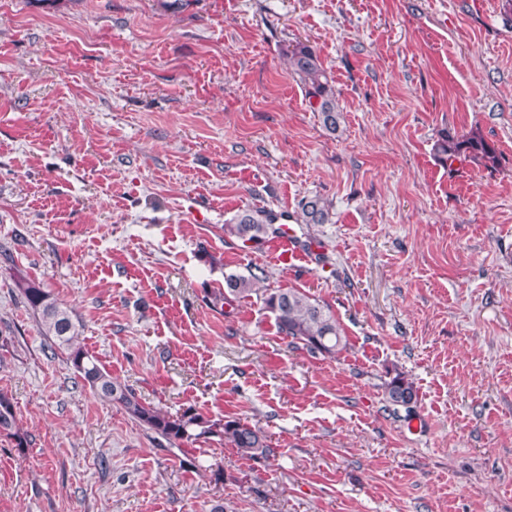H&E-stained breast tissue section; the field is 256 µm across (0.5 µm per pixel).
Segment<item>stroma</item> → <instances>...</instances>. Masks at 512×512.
I'll use <instances>...</instances> for the list:
<instances>
[{"instance_id":"35a3bbf8","label":"stroma","mask_w":512,"mask_h":512,"mask_svg":"<svg viewBox=\"0 0 512 512\" xmlns=\"http://www.w3.org/2000/svg\"><path fill=\"white\" fill-rule=\"evenodd\" d=\"M505 0H0V512H512V15ZM331 77L337 132L287 49ZM479 131L494 166H446ZM291 270L224 233L297 217ZM264 269L224 315L208 290ZM40 282L118 383L262 428L276 454L163 450L82 386L15 286ZM297 288L348 340L293 350ZM404 374L412 408L385 386ZM223 481H215L214 470ZM435 152L439 160L449 167L462 156L474 161H484L485 165L487 162L491 163V166L496 161L494 149L477 131H470L460 137L444 134L435 144ZM277 219L278 216L271 211H245L224 224V233L240 241L244 248L256 249L265 242L271 224ZM250 242H253V245H247ZM277 332L311 354L335 357L347 347L346 336L327 305L297 288L279 289L264 298ZM416 397L413 383L402 374H396L386 384V400L390 405L395 406L394 409L397 406L411 408L409 404L414 403ZM0 435L12 438L17 448H26V435L18 427L17 414L12 399L0 392Z\"/></svg>"}]
</instances>
